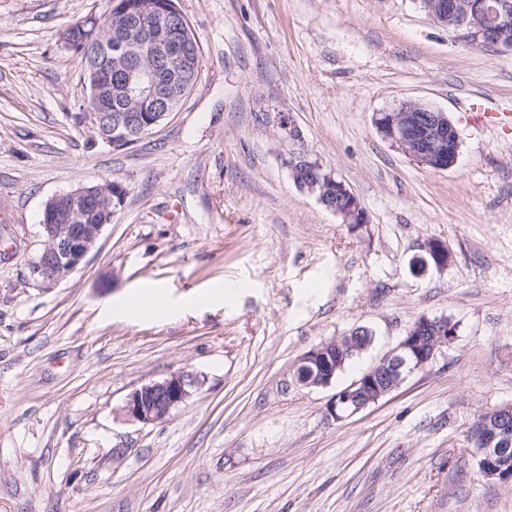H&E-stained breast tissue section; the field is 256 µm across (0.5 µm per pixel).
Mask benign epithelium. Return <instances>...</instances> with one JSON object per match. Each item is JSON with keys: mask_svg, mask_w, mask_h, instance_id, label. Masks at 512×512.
<instances>
[{"mask_svg": "<svg viewBox=\"0 0 512 512\" xmlns=\"http://www.w3.org/2000/svg\"><path fill=\"white\" fill-rule=\"evenodd\" d=\"M430 20L439 27L456 32L463 42L481 47L489 42L501 53H512V0H418ZM158 26L143 25L129 49L140 57L176 56L174 20L169 10L157 9ZM112 44L92 37L84 47L83 61L95 65L108 63ZM126 94L149 96L156 109L153 117L142 121L131 112H78L76 119L89 125L101 141L116 149L135 145L152 133L174 112L176 98L153 80L144 66L133 70ZM378 134L398 147L411 161L436 171L452 168L459 156V140L446 112L416 101L406 100L373 117ZM296 186L316 197L319 203L340 217L344 224H365L367 215L360 199L320 162L301 156L291 165ZM107 207L119 209L123 196H112L111 189L99 187L90 194L83 188L67 193V211L43 207L40 251L28 263L29 279L41 289L57 285L75 271L96 246L106 224H75L81 212L102 199ZM336 205H329L330 199ZM436 251L448 259L445 246L429 241L414 257L418 274L428 270L425 254ZM456 330L447 318L423 317L411 325L399 343L381 357L367 372L342 388L331 400L330 414L341 420L351 417L396 389L408 375L432 362L441 347L454 341ZM372 338L362 340L356 333L333 338L303 353L295 367V384L301 387H327L336 379V371L346 360L365 350ZM198 387L196 376L177 372L162 381H152L135 389L125 401L123 416L143 425L162 422L189 400ZM474 441L481 456L482 471L491 477L512 480V460L502 461L512 450V406L496 410L475 428Z\"/></svg>", "mask_w": 512, "mask_h": 512, "instance_id": "7a95c632", "label": "benign epithelium"}]
</instances>
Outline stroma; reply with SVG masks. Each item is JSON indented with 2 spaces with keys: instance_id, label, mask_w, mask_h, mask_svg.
<instances>
[{
  "instance_id": "35a3bbf8",
  "label": "stroma",
  "mask_w": 512,
  "mask_h": 512,
  "mask_svg": "<svg viewBox=\"0 0 512 512\" xmlns=\"http://www.w3.org/2000/svg\"><path fill=\"white\" fill-rule=\"evenodd\" d=\"M177 2L199 82L115 150L75 119L63 39L109 0H0V238L17 244L0 256V512H512V482L483 476L468 437L512 405V54L460 46L418 0ZM477 96L499 120H469ZM406 99L447 112L454 167H419L376 132ZM302 154L367 223L295 185ZM105 179L127 197L96 247L32 285L45 202ZM430 239L451 260L415 274ZM139 292L167 310L116 313ZM423 316L455 322V341L332 417L336 391ZM359 327L373 341L332 386L294 385L304 352ZM177 371L199 384L167 421L118 417Z\"/></svg>"
}]
</instances>
